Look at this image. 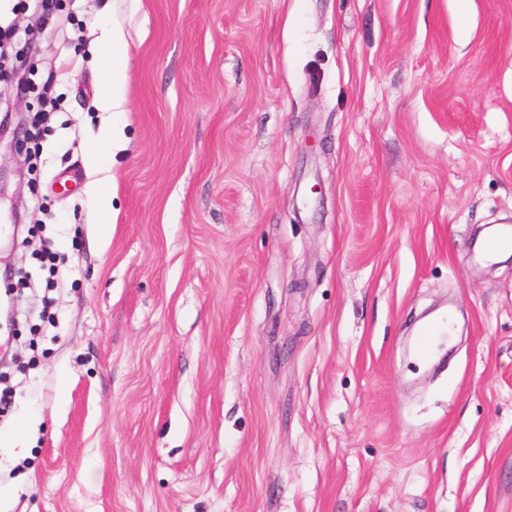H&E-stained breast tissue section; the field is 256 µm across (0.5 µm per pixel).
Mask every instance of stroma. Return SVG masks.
I'll return each instance as SVG.
<instances>
[{
  "mask_svg": "<svg viewBox=\"0 0 512 512\" xmlns=\"http://www.w3.org/2000/svg\"><path fill=\"white\" fill-rule=\"evenodd\" d=\"M14 2L0 109L58 108L0 142V512H512V0ZM127 59L128 48L124 36L116 26H113L112 35L106 41L99 58L100 65L110 76L100 86L99 97L104 105L112 107V112H124ZM450 336L448 319L439 318L424 324L414 341V354L417 361L428 362L433 357L436 342Z\"/></svg>",
  "mask_w": 512,
  "mask_h": 512,
  "instance_id": "35a3bbf8",
  "label": "stroma"
}]
</instances>
